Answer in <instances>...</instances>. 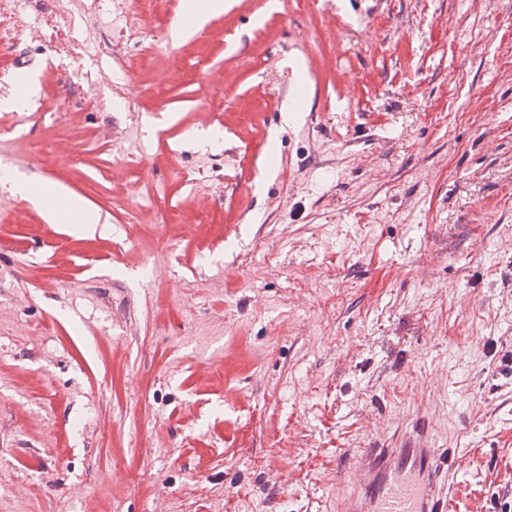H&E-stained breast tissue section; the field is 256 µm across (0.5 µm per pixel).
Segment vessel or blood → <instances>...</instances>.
<instances>
[{
  "instance_id": "1",
  "label": "vessel or blood",
  "mask_w": 512,
  "mask_h": 512,
  "mask_svg": "<svg viewBox=\"0 0 512 512\" xmlns=\"http://www.w3.org/2000/svg\"><path fill=\"white\" fill-rule=\"evenodd\" d=\"M455 458L436 449L369 448L353 474L344 512H450Z\"/></svg>"
}]
</instances>
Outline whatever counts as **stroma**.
<instances>
[{
    "label": "stroma",
    "instance_id": "stroma-1",
    "mask_svg": "<svg viewBox=\"0 0 512 512\" xmlns=\"http://www.w3.org/2000/svg\"><path fill=\"white\" fill-rule=\"evenodd\" d=\"M181 16L0 0V171L112 227L0 184V512H338L412 441L507 512L512 0ZM14 194L26 197L35 205L43 207L54 224H81L83 233L94 236L102 235L107 224H100V217L86 212L83 200L76 196L60 195L54 192L36 191L31 183L8 180ZM64 200V203L61 201ZM82 217V218H81Z\"/></svg>",
    "mask_w": 512,
    "mask_h": 512
}]
</instances>
